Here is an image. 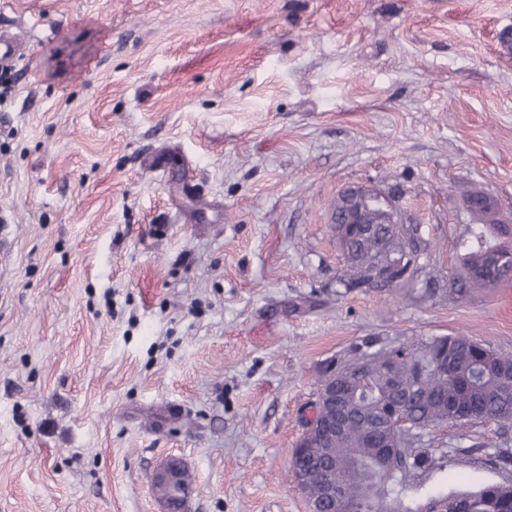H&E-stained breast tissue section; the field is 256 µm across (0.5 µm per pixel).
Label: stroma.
Returning a JSON list of instances; mask_svg holds the SVG:
<instances>
[{
  "mask_svg": "<svg viewBox=\"0 0 512 512\" xmlns=\"http://www.w3.org/2000/svg\"><path fill=\"white\" fill-rule=\"evenodd\" d=\"M512 0H0V512H307L288 467L330 363L459 332L512 353V281L430 294L481 184L512 210ZM399 187L430 247L336 293L330 205ZM495 425L423 492L512 479ZM419 259L413 253H408L403 256L400 262L393 263L385 268L379 275L381 279H388L393 283L399 282L406 278L411 271L418 270ZM152 489L155 494L161 498L171 499L177 492L183 491L191 492L192 477L186 466H183L176 474V482L174 483H157L152 479Z\"/></svg>",
  "mask_w": 512,
  "mask_h": 512,
  "instance_id": "obj_1",
  "label": "stroma"
}]
</instances>
